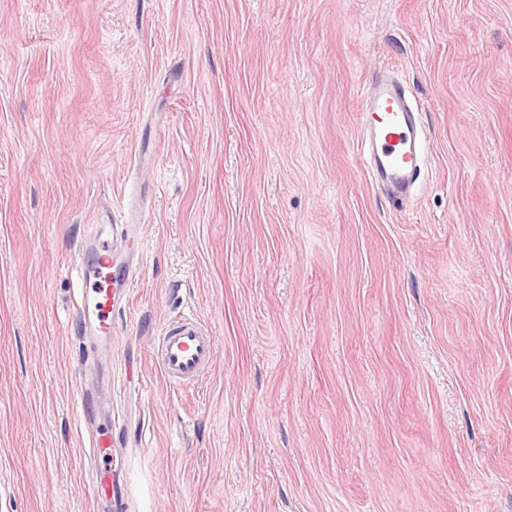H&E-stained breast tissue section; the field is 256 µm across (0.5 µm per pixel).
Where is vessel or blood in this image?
I'll use <instances>...</instances> for the list:
<instances>
[{
	"label": "vessel or blood",
	"instance_id": "b4317fda",
	"mask_svg": "<svg viewBox=\"0 0 512 512\" xmlns=\"http://www.w3.org/2000/svg\"><path fill=\"white\" fill-rule=\"evenodd\" d=\"M418 103L406 85L392 70L377 69L364 95L362 136L359 151L371 182L382 187L394 199L410 197L423 170V139L417 119ZM135 235L115 242L111 235L99 231L85 237L76 267L81 287L78 311L85 335L97 343L112 341V317L129 299L122 280L115 276L118 248L134 249ZM159 365L173 382L194 381L209 365L214 341L195 322L185 319L168 327L159 339ZM98 466L86 493L105 501L112 512H120L126 489L121 478L127 470L126 460L112 448V432L104 428L91 440Z\"/></svg>",
	"mask_w": 512,
	"mask_h": 512
}]
</instances>
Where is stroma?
I'll return each mask as SVG.
<instances>
[{"mask_svg": "<svg viewBox=\"0 0 512 512\" xmlns=\"http://www.w3.org/2000/svg\"><path fill=\"white\" fill-rule=\"evenodd\" d=\"M382 65L429 146L403 209L358 154ZM122 209L93 350L72 257ZM104 420L126 512H512V0H0V512H107ZM159 366L177 384L194 381L209 365L214 341L195 322L184 319L159 339ZM112 431L103 428L91 440L92 453L98 461L96 472L86 489L87 495L109 504L114 512H121L126 495V483L121 476L126 473L125 458L116 455L112 448Z\"/></svg>", "mask_w": 512, "mask_h": 512, "instance_id": "35a3bbf8", "label": "stroma"}]
</instances>
